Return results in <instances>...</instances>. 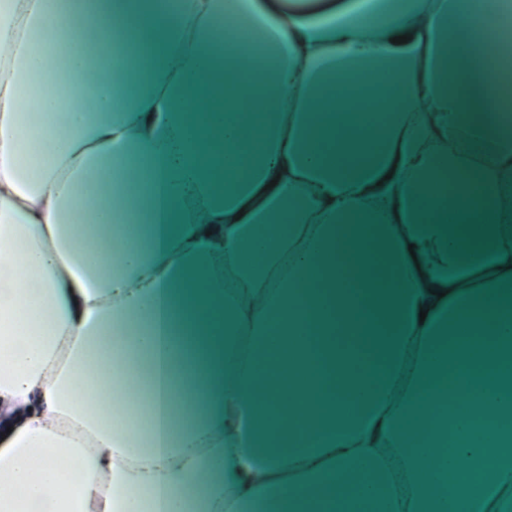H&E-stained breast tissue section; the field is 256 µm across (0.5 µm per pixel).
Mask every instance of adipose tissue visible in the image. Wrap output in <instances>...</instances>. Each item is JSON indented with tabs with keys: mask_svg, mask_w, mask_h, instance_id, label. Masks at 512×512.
Returning a JSON list of instances; mask_svg holds the SVG:
<instances>
[{
	"mask_svg": "<svg viewBox=\"0 0 512 512\" xmlns=\"http://www.w3.org/2000/svg\"><path fill=\"white\" fill-rule=\"evenodd\" d=\"M499 18L0 0V512H512Z\"/></svg>",
	"mask_w": 512,
	"mask_h": 512,
	"instance_id": "adipose-tissue-1",
	"label": "adipose tissue"
}]
</instances>
